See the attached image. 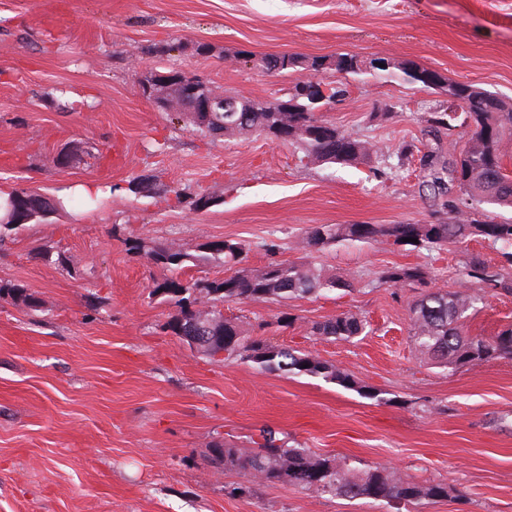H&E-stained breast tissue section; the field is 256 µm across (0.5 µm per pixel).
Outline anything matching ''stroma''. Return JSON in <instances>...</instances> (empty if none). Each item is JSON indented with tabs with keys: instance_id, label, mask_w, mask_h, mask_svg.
Instances as JSON below:
<instances>
[{
	"instance_id": "obj_1",
	"label": "stroma",
	"mask_w": 512,
	"mask_h": 512,
	"mask_svg": "<svg viewBox=\"0 0 512 512\" xmlns=\"http://www.w3.org/2000/svg\"><path fill=\"white\" fill-rule=\"evenodd\" d=\"M354 53L415 60L441 85L318 73L341 86L323 119L373 142L388 172L302 161L264 136L210 140L156 111L142 96L147 70L206 76L225 94L271 101L299 80L258 58ZM469 82L512 100V0H0V186L64 198L45 222L0 247V281L23 284L42 303L29 315L0 297V512H512V359L443 367L409 331V287L379 277L421 265L432 285L460 288L465 253L498 261L483 241L440 252L341 241L299 249L319 224H425L447 192L430 186L423 156H459L465 129L431 133L448 109L447 82ZM373 112H391L386 123ZM413 156L399 160L404 145ZM81 147L79 161L58 165ZM149 176L159 194L127 182ZM98 203H83L82 188ZM216 204L193 211L173 191ZM176 241L196 253L213 240L247 250L245 264H311L341 278L335 289L286 303H227L226 317L262 328L272 343L318 356L377 392L368 399L306 374L212 363L165 328L174 308L152 297L163 271L123 240ZM64 252L63 269L42 260ZM367 328L347 341L309 335L340 314ZM281 315L292 324H278ZM472 336L512 327V295L496 294L469 316ZM270 429L292 447L382 463L444 499L402 508L359 497H319L292 484L246 487L215 468L222 440L251 450Z\"/></svg>"
}]
</instances>
